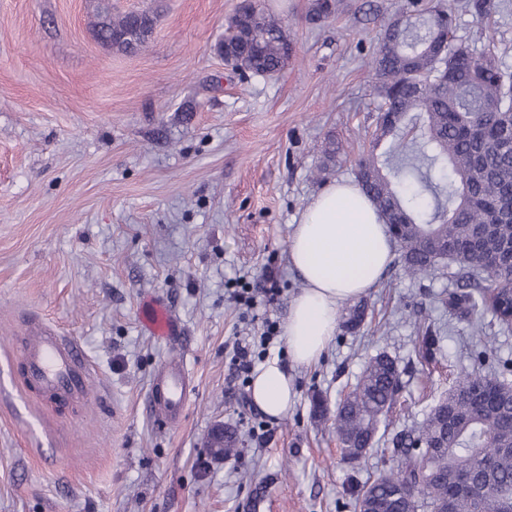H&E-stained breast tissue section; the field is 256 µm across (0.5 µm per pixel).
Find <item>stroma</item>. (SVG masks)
Returning a JSON list of instances; mask_svg holds the SVG:
<instances>
[{"label":"stroma","instance_id":"1","mask_svg":"<svg viewBox=\"0 0 512 512\" xmlns=\"http://www.w3.org/2000/svg\"><path fill=\"white\" fill-rule=\"evenodd\" d=\"M102 0H0V512H354L350 483L393 464L389 440L416 427L456 376L488 348L512 360V332L484 316L472 337L440 297L443 272L413 279L391 263L360 297L358 328L338 326L322 356L288 373L296 402L274 420L232 380L235 339L253 335L230 298L239 278L278 273L260 317L284 326L303 283L288 239L327 183L355 175L374 115L370 54L405 0H346L321 23L312 0H259L292 43L274 76L243 74L217 51L239 0H111L158 14L147 51L102 47L89 21ZM485 18L461 11L475 50L496 42L512 66V0ZM347 153L324 178L328 141ZM162 300L183 329L176 345L141 326L144 298ZM57 325L91 369L87 396L59 403L24 386L28 318ZM439 351L421 357L424 326ZM181 352L193 378L185 415L149 413L160 363ZM401 371L395 411L364 459L346 464L330 418L367 361ZM218 423L237 428L238 455L210 457Z\"/></svg>","mask_w":512,"mask_h":512}]
</instances>
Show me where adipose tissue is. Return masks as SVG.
I'll use <instances>...</instances> for the list:
<instances>
[{"mask_svg":"<svg viewBox=\"0 0 512 512\" xmlns=\"http://www.w3.org/2000/svg\"><path fill=\"white\" fill-rule=\"evenodd\" d=\"M393 256L388 227L356 181H335L306 204L288 240L289 261L303 282L285 325L290 361L308 366L320 358L336 334L340 305L373 288ZM250 393L274 418L287 416L295 398L276 359L254 369Z\"/></svg>","mask_w":512,"mask_h":512,"instance_id":"adipose-tissue-1","label":"adipose tissue"}]
</instances>
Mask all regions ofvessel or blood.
<instances>
[{
  "label": "vessel or blood",
  "mask_w": 512,
  "mask_h": 512,
  "mask_svg": "<svg viewBox=\"0 0 512 512\" xmlns=\"http://www.w3.org/2000/svg\"><path fill=\"white\" fill-rule=\"evenodd\" d=\"M142 327L163 340L178 332L177 322L161 301L146 299L140 313ZM23 354L25 377L44 392L68 398L84 394L90 383V369L76 342L55 330L37 326ZM192 390L190 373L182 356L168 357L158 368L149 394V407L168 424L179 422Z\"/></svg>",
  "instance_id": "vessel-or-blood-1"
}]
</instances>
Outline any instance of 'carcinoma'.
Instances as JSON below:
<instances>
[{
    "label": "carcinoma",
    "instance_id": "1",
    "mask_svg": "<svg viewBox=\"0 0 512 512\" xmlns=\"http://www.w3.org/2000/svg\"><path fill=\"white\" fill-rule=\"evenodd\" d=\"M343 0H313L310 20L338 14ZM480 16L491 0H408L381 20L370 64L377 83L373 149L359 156L356 178L385 218L411 277L448 270L456 290L448 305L465 320L482 310L502 331L490 299L512 305V69L488 48L456 38L460 9ZM157 16L150 9L115 12L92 24L96 41L125 54L146 46ZM218 51L239 68L274 75L288 64L282 24L243 0L225 23ZM421 124L419 137L407 130ZM388 149L376 152L381 143ZM503 370L460 375L422 424L393 440L394 466L351 490L368 512H448L454 476L470 475L477 493L455 512H512V382ZM401 372L378 354L336 403L332 425L342 459L360 461L378 424L394 407ZM209 453L239 452L237 433L207 435Z\"/></svg>",
    "mask_w": 512,
    "mask_h": 512
}]
</instances>
